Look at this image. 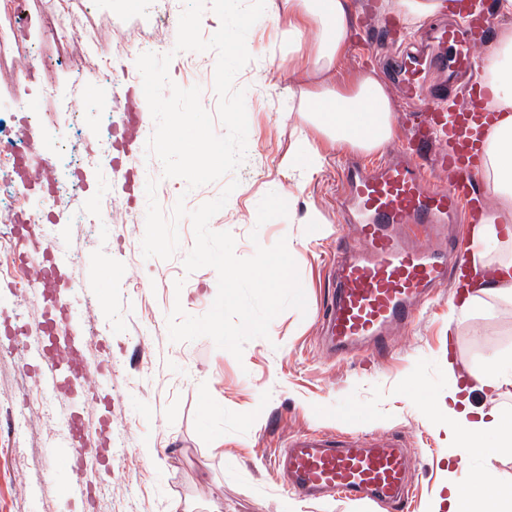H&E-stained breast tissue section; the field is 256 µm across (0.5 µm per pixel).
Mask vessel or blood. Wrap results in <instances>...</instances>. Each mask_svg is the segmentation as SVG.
Segmentation results:
<instances>
[{"label": "vessel or blood", "mask_w": 512, "mask_h": 512, "mask_svg": "<svg viewBox=\"0 0 512 512\" xmlns=\"http://www.w3.org/2000/svg\"><path fill=\"white\" fill-rule=\"evenodd\" d=\"M453 3L462 24H440L435 32L443 48L454 50L457 66L469 69L489 45L495 16L488 8H474L472 0ZM462 95L468 101L465 109L412 113L403 139L375 170L343 171L339 220L351 227L358 244L340 246L335 289L320 312L330 354L345 357L362 350L386 355L388 326L410 323L416 303L447 281L450 267L472 269L473 243L463 227L491 221L493 214L471 127L490 123L492 116L481 86H469ZM439 168L453 171L448 184L433 182ZM31 357L42 391L59 392L61 349L37 345ZM111 444L107 438L82 451V473L67 486L68 496L86 498L93 463L101 447ZM413 463L397 438L323 431L296 434L272 459L285 487L298 494L363 500L394 512L413 495Z\"/></svg>", "instance_id": "obj_1"}]
</instances>
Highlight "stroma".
<instances>
[{"label": "stroma", "instance_id": "stroma-1", "mask_svg": "<svg viewBox=\"0 0 512 512\" xmlns=\"http://www.w3.org/2000/svg\"><path fill=\"white\" fill-rule=\"evenodd\" d=\"M386 3L349 0L352 41L333 79L347 89L360 70L375 68L400 131L409 107L392 82L389 49L411 47L415 32ZM64 7L82 14L88 25L110 31L99 52L115 84L85 95L83 78L64 60L83 50L79 39L63 47L39 45L34 73L17 68L0 77V132L25 134L29 171L53 163L63 183L68 180L63 142L89 138L105 125L121 134L128 112L146 113L147 102L132 95L139 45L154 35L175 43L178 29L174 23L158 30L141 25V18L162 13L161 0H127L122 8L99 9L90 8L89 0L29 4L41 15ZM246 42L252 59L234 85L246 91L247 152L235 173L239 185L210 227L230 232L241 258L251 257L256 246L288 240L306 310L281 312L268 337L247 342L239 359L206 336L171 341L167 317L174 305L204 315L217 295L218 276L210 267L186 272L183 261L194 245L187 219L179 225L180 247L171 259L143 256L146 184L157 181L156 198L167 213L180 199L187 210L196 209L216 198L224 184L192 189L184 179L163 177L161 169L146 166V140L140 134L112 161L86 166L80 188L63 197V208L106 198L116 218L88 226L63 217L53 226L56 247L66 256L56 271L57 284L68 293L71 316L87 336L82 355L89 373L80 386L48 396L34 373L23 372L29 350L11 332L19 321H43L50 308L12 267L0 266V512H376L365 501L303 500L284 492L270 460L289 437L305 430L401 437L415 455L416 487L403 512H434L454 468L512 486V452L488 471L477 461L458 464L450 457L446 428L453 375H466L494 351L512 350V303L489 296L472 316L452 315L459 288L450 282L419 308L410 325L392 329L386 358L328 357L318 344L319 309L331 289L336 245L353 239L336 213L341 156L332 154L309 178L281 170V157L304 123L296 110L300 87L288 77L286 26L258 21ZM216 61L212 51H182L169 66L178 86L201 87V104L212 114L218 109ZM47 82L64 94L86 97L87 109L58 111L42 93ZM144 122L150 126L154 120L146 113ZM270 192L289 199L292 214L261 225L257 208ZM309 210L318 212L322 223H301ZM98 257L111 260L112 285L84 291L85 264ZM100 336L107 337L106 348L97 345ZM101 362L110 363L111 372L97 373ZM69 411L84 419L89 438L108 437L113 446L99 456L93 491L81 504L63 493L64 484L76 477L73 457L49 452L50 441L62 432L60 418Z\"/></svg>", "mask_w": 512, "mask_h": 512}]
</instances>
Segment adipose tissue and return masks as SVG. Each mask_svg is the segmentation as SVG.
<instances>
[{"instance_id":"adipose-tissue-1","label":"adipose tissue","mask_w":512,"mask_h":512,"mask_svg":"<svg viewBox=\"0 0 512 512\" xmlns=\"http://www.w3.org/2000/svg\"><path fill=\"white\" fill-rule=\"evenodd\" d=\"M267 17L287 21L288 51L306 60L305 68L293 76L305 87L304 110L326 148L369 153L392 139V100L376 74L363 72L348 90L338 89L333 79L351 37L348 0H271ZM309 28L316 30L317 39L308 55L302 35ZM479 79L491 88V106L500 114L485 134L482 165L495 206L512 210L511 28L500 33L493 53L482 57ZM470 377L471 384H454L448 390V446L461 461L478 458L489 464L512 451V407H476L470 395L476 389L511 387L512 353L489 354ZM447 502L448 512H512V489L453 474Z\"/></svg>"}]
</instances>
